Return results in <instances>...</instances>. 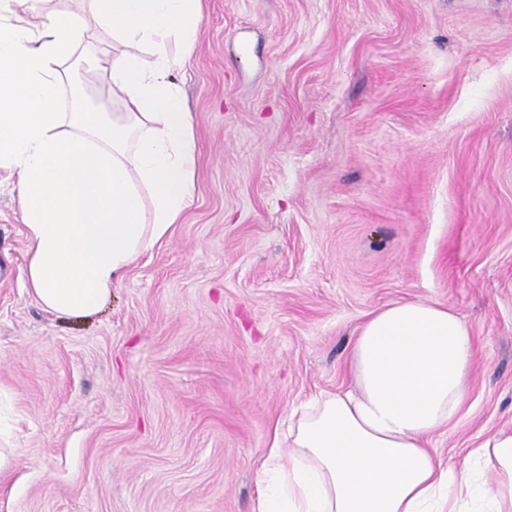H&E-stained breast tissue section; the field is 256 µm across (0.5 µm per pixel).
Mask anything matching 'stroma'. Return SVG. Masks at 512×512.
I'll list each match as a JSON object with an SVG mask.
<instances>
[{"label":"stroma","mask_w":512,"mask_h":512,"mask_svg":"<svg viewBox=\"0 0 512 512\" xmlns=\"http://www.w3.org/2000/svg\"><path fill=\"white\" fill-rule=\"evenodd\" d=\"M175 81L193 200L96 315L28 293L0 172V512H252L275 428L397 302L474 340L437 457L512 428V0H203Z\"/></svg>","instance_id":"obj_1"}]
</instances>
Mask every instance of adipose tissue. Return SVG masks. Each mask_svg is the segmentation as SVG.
Here are the masks:
<instances>
[{
	"instance_id": "ef3b65f1",
	"label": "adipose tissue",
	"mask_w": 512,
	"mask_h": 512,
	"mask_svg": "<svg viewBox=\"0 0 512 512\" xmlns=\"http://www.w3.org/2000/svg\"><path fill=\"white\" fill-rule=\"evenodd\" d=\"M16 2L0 0V170L23 204L24 284L44 309L88 317L193 199L198 146L174 75L202 0H80L25 18ZM96 27L120 50L90 78L119 94L118 112L65 106L66 64ZM472 358L467 325L445 305L371 313L352 388L290 414L257 472L253 512H512V429L473 442L459 467L426 446L462 410Z\"/></svg>"
}]
</instances>
